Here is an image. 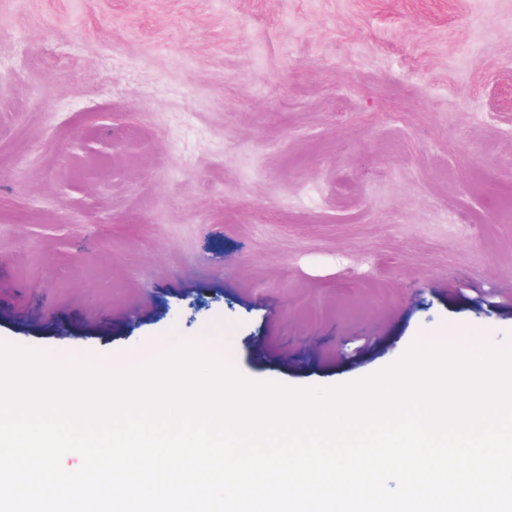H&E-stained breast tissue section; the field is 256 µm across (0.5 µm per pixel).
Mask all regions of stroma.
<instances>
[{"mask_svg": "<svg viewBox=\"0 0 512 512\" xmlns=\"http://www.w3.org/2000/svg\"><path fill=\"white\" fill-rule=\"evenodd\" d=\"M207 331L293 389L512 346V0H0V343Z\"/></svg>", "mask_w": 512, "mask_h": 512, "instance_id": "35a3bbf8", "label": "stroma"}]
</instances>
